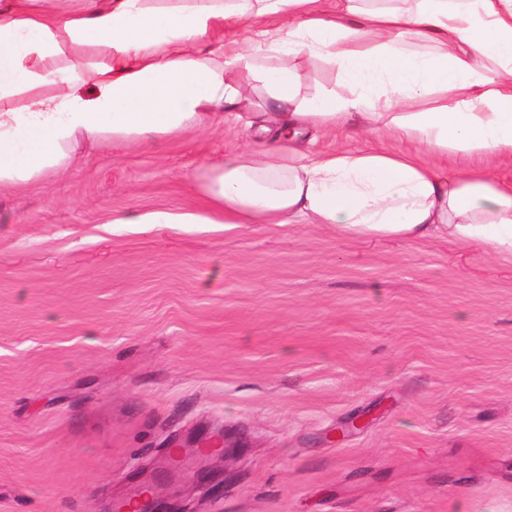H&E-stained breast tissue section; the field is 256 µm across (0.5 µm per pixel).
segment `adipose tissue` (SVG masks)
Segmentation results:
<instances>
[{
    "instance_id": "ef3b65f1",
    "label": "adipose tissue",
    "mask_w": 512,
    "mask_h": 512,
    "mask_svg": "<svg viewBox=\"0 0 512 512\" xmlns=\"http://www.w3.org/2000/svg\"><path fill=\"white\" fill-rule=\"evenodd\" d=\"M0 0V187L66 169L80 144L160 143L250 107L271 145L210 165L205 216L125 224H324L352 238L441 237L512 257V186L444 175L448 152L512 153V0ZM261 22L246 42L225 24ZM348 94L306 96L295 57ZM278 66H268L271 58ZM384 130L416 154L309 156L307 131Z\"/></svg>"
}]
</instances>
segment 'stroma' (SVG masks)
Returning <instances> with one entry per match:
<instances>
[{"mask_svg": "<svg viewBox=\"0 0 512 512\" xmlns=\"http://www.w3.org/2000/svg\"><path fill=\"white\" fill-rule=\"evenodd\" d=\"M308 94H346L302 63ZM160 146L0 190V512H512V260L198 212L207 164L267 143L264 99ZM316 154L417 145L312 133ZM512 185V154L452 153ZM374 411L351 433L354 416ZM343 440H336L337 430ZM223 430L231 457L183 448Z\"/></svg>", "mask_w": 512, "mask_h": 512, "instance_id": "obj_1", "label": "stroma"}]
</instances>
